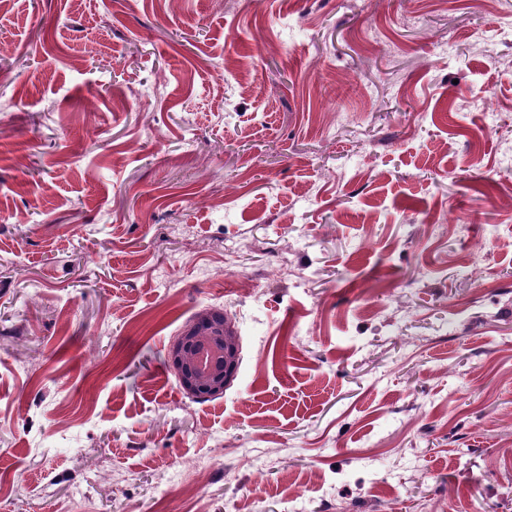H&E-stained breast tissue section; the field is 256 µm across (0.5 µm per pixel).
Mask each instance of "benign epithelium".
I'll list each match as a JSON object with an SVG mask.
<instances>
[{
	"mask_svg": "<svg viewBox=\"0 0 512 512\" xmlns=\"http://www.w3.org/2000/svg\"><path fill=\"white\" fill-rule=\"evenodd\" d=\"M237 337L224 335V317L210 314L187 325L167 356L181 389L198 399L224 394L237 362Z\"/></svg>",
	"mask_w": 512,
	"mask_h": 512,
	"instance_id": "1",
	"label": "benign epithelium"
}]
</instances>
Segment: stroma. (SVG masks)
Masks as SVG:
<instances>
[{
	"instance_id": "1",
	"label": "stroma",
	"mask_w": 512,
	"mask_h": 512,
	"mask_svg": "<svg viewBox=\"0 0 512 512\" xmlns=\"http://www.w3.org/2000/svg\"><path fill=\"white\" fill-rule=\"evenodd\" d=\"M511 20L0 0V512H512ZM210 314L187 325L169 346L167 356L181 389L197 399L223 395L237 362V336L232 322ZM237 364H239V359Z\"/></svg>"
}]
</instances>
